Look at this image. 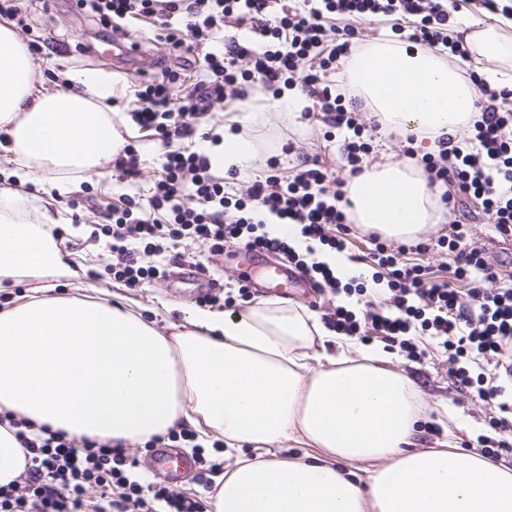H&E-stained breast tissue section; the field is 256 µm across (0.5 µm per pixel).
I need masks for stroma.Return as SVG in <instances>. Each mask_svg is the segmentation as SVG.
I'll return each mask as SVG.
<instances>
[{
    "label": "stroma",
    "mask_w": 512,
    "mask_h": 512,
    "mask_svg": "<svg viewBox=\"0 0 512 512\" xmlns=\"http://www.w3.org/2000/svg\"><path fill=\"white\" fill-rule=\"evenodd\" d=\"M17 7L16 17L0 15V24L12 27L24 44L39 47L35 61L47 89H57L69 75L79 72H96L111 81L112 96L117 104L112 121L124 143L135 144L145 161L144 177L138 185L119 178L113 166L98 169L93 174H76L69 178L67 195L58 196L55 206L59 220L54 232L61 249L67 253L73 277L58 281L54 292L61 296H73L84 291L86 296L108 298L119 295L151 310L167 306L170 319L178 321L201 302L193 295L191 279L179 277L175 267H168L165 277L151 281L140 288H129L113 280L109 270L111 257L105 248L100 231L108 222L107 206L118 195L147 192L150 180L160 166L158 143L141 136L132 122L129 112L133 107L135 85L144 81L145 75L136 66L115 69L108 55L106 38L100 37L101 26L90 12L78 10L71 0H13ZM132 40L147 46L150 54L160 65L178 69L184 83L195 82L200 74L199 63L209 51V43H200L198 50L181 56L170 55L156 38L154 26L147 21L131 24ZM251 111L261 113L262 119L252 129V137L258 148L255 159L242 168L244 177L262 173L270 144L294 142V152L278 153L276 168L282 177L293 176L301 155L320 156L330 162H338L342 138L325 141L324 128L315 119L305 118L299 108H285L275 103L271 95L255 92ZM241 182L232 186L234 193L245 189ZM83 193L84 203L79 212H72L66 205L68 194ZM82 224L91 231L90 236L73 239L64 232L65 225ZM237 248L225 246L223 254L213 255L206 248H198L196 259L205 267V273L216 283V295L234 290L238 284L250 285V302L269 299L270 294L253 285L257 278L256 268L242 263L236 255ZM425 358L418 363L408 361L400 352H393L392 364L413 378L420 388L426 416L417 435L418 449H437L441 444L459 451H468L478 436L487 434L484 419L490 413L488 405L470 399L456 387L448 375L445 356L432 342H425Z\"/></svg>",
    "instance_id": "stroma-1"
}]
</instances>
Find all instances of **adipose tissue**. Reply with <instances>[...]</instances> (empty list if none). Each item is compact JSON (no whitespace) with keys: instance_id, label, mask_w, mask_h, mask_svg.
Returning a JSON list of instances; mask_svg holds the SVG:
<instances>
[{"instance_id":"adipose-tissue-1","label":"adipose tissue","mask_w":512,"mask_h":512,"mask_svg":"<svg viewBox=\"0 0 512 512\" xmlns=\"http://www.w3.org/2000/svg\"><path fill=\"white\" fill-rule=\"evenodd\" d=\"M465 41L489 81L512 86L511 36L477 22ZM342 74L389 133L432 142L477 111L465 68L393 39L353 52ZM73 80L86 92L37 89L29 49L0 26V128L18 181L39 170L90 173L115 157L110 83ZM257 119L247 113L225 129L216 164L236 168L254 155ZM54 188L34 198L0 190V281L30 284L25 301L0 311V413L123 446L188 425L253 450L225 471L212 512H512V467L412 450L424 410L413 381L381 351L349 356L314 314L280 302L233 317L193 309L167 333L137 303L53 295V279L72 273L53 233L55 195L67 185ZM348 197L356 223L386 239H417L438 220L425 176L405 162L352 178ZM290 444L311 456L274 457ZM345 461L371 463L366 482L348 478Z\"/></svg>"}]
</instances>
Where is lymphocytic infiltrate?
Returning a JSON list of instances; mask_svg holds the SVG:
<instances>
[{"label":"lymphocytic infiltrate","mask_w":512,"mask_h":512,"mask_svg":"<svg viewBox=\"0 0 512 512\" xmlns=\"http://www.w3.org/2000/svg\"><path fill=\"white\" fill-rule=\"evenodd\" d=\"M271 3L75 0L113 33L124 31L129 18L153 16L159 39L177 52L212 39L229 18L252 25L265 40L259 48L234 42L206 53L200 79L186 93H177L179 74L169 69L135 89L139 106L130 117L161 142L164 153L149 197L124 196L104 229L114 279L142 287L165 276L170 250L197 244L214 255L223 254L228 243L276 254L320 277L331 292L356 295L361 312L339 305L327 316L336 335L365 343L381 337L411 361L423 360L421 341L432 340L447 358L449 376L473 399L493 406L486 426L494 436L483 453L511 457L512 288L500 286L498 267L458 213L464 202H473L502 238L512 237V87L493 86L472 74L480 110L465 138L445 135L437 152H419L416 133L401 136L404 156L416 161L452 216L448 232L435 243L412 246H392L369 234L371 282L341 285L330 270L307 263L287 239L262 230L273 217L300 225L302 235L338 251L360 234L351 219L347 180L363 172L382 127L377 118L362 119L355 100L337 91L331 80L337 60L359 42L358 22L374 17L390 20L395 34L448 58L465 60L469 52L451 29L448 0H292L277 12ZM177 16L182 25L175 28L171 21ZM294 86L310 100L306 115L325 127L349 130L340 168L315 158L291 178L265 173L249 179L241 197L228 196L210 154L192 146L196 139L213 145L221 139L210 123L212 105L241 108L254 88L277 94ZM433 245L456 254L443 282L426 267L399 261L406 252ZM461 281L467 290L458 289ZM4 423L13 428L28 461L20 483L0 487V512H203L200 499L147 481L136 459L121 448L87 438L78 442L23 417L1 414Z\"/></svg>","instance_id":"1"}]
</instances>
